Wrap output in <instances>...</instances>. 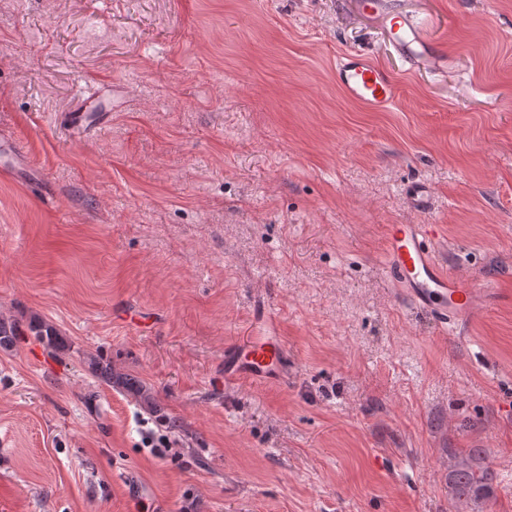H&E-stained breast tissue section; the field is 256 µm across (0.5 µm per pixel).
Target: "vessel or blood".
Returning <instances> with one entry per match:
<instances>
[{
    "label": "vessel or blood",
    "instance_id": "b4317fda",
    "mask_svg": "<svg viewBox=\"0 0 512 512\" xmlns=\"http://www.w3.org/2000/svg\"><path fill=\"white\" fill-rule=\"evenodd\" d=\"M355 7L383 23L393 46L408 64L422 62L434 68L447 67L448 56L434 46L429 23L415 18L413 12L396 7L391 0H355ZM336 84L348 99L370 109L387 107L396 95L391 73L356 51L338 60ZM0 176L27 185L43 179L30 165L22 146L9 135L0 137ZM435 234L432 224L389 225L385 271L390 278L405 284L411 304L444 330L475 313L480 290L469 279L443 269L429 245ZM287 374L288 351L281 338L263 325L224 350L225 387L232 388L244 381L281 379Z\"/></svg>",
    "mask_w": 512,
    "mask_h": 512
}]
</instances>
